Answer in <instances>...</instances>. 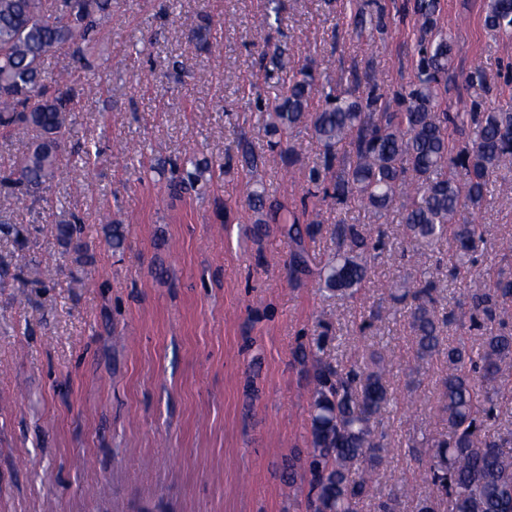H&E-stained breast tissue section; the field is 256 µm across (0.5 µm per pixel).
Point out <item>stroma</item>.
<instances>
[{
  "label": "stroma",
  "instance_id": "stroma-1",
  "mask_svg": "<svg viewBox=\"0 0 512 512\" xmlns=\"http://www.w3.org/2000/svg\"><path fill=\"white\" fill-rule=\"evenodd\" d=\"M384 8L385 34L357 33V0H281L279 24H253L264 0H112L100 28V95L82 99L73 139L98 151L89 175L66 167L30 206L0 188V512H305V484L282 479L288 456L308 446L306 377L294 351L333 334L325 358L343 367L390 359V402L379 487L423 486V438L445 428L438 410L443 354L417 367L408 320L392 299L407 273L439 282L441 307L458 308L466 281L449 280L435 258L404 255L399 209L381 219V259L358 300L289 283L288 240L278 225L254 239L245 175L215 173L202 194L170 197L168 162L193 155L220 163L239 134L269 153L262 173L272 197L300 208L321 146L310 128L289 137L295 161L269 152V137L245 84L261 51L322 61L353 96L374 75L385 96L413 77L414 0H367ZM488 0H439V24L454 47L452 111L494 106L512 112V34L483 23ZM210 45L187 40L202 15ZM221 51H213L212 43ZM481 72L484 83L470 82ZM84 219L91 259L45 227ZM122 220L125 248L105 242L104 216ZM486 243L480 266L512 275V173L498 175L489 206L472 214ZM50 269L47 287L13 275ZM388 317L373 334L361 313Z\"/></svg>",
  "mask_w": 512,
  "mask_h": 512
}]
</instances>
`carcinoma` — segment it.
Wrapping results in <instances>:
<instances>
[{
    "label": "carcinoma",
    "instance_id": "1",
    "mask_svg": "<svg viewBox=\"0 0 512 512\" xmlns=\"http://www.w3.org/2000/svg\"><path fill=\"white\" fill-rule=\"evenodd\" d=\"M112 0H0V131L25 126L36 132L31 148L0 183L25 190L47 186L60 170L79 100L100 84L77 83L75 71L99 54L96 32ZM439 0H415L414 14L430 38L418 42L413 79L394 95L397 108L376 94L366 97L339 91L320 81L311 65L298 67L278 48L263 53L269 64L259 68L264 80L292 72L278 95L263 100L260 85H252L256 107L267 134L282 143L301 126H310L323 152L309 175V195L333 199L339 205L357 201L381 217L395 204L404 210L403 242L412 253L432 251L452 243L448 273L470 276L465 310L456 314L438 304L435 281L410 274L397 285V300L409 310L416 359L423 362L440 345L441 328L456 323L482 327L478 346L459 339L448 343V373L441 380L440 409L448 432L426 440L431 451L423 481L429 492L419 498L417 512H512V421L490 431L497 417L500 374L512 367V326L501 316L500 303L512 298V277H496L474 266L473 254L484 243L479 225L463 213L482 209L497 173L512 170V112H450L442 83L453 60L448 36L436 30ZM355 30H387L385 15L357 12ZM484 25L512 31V0H489ZM58 51L69 64L56 73L44 67ZM350 149L338 156L337 147ZM237 165L250 175L247 202L254 214V235L280 225L288 236V275L292 282L312 279L322 290L354 299L368 281L372 227L345 218L334 224L333 248L317 260L307 240L318 231L303 225L287 206L271 198L258 177L266 156L245 137L237 142ZM208 163L189 157L173 167L168 188L200 191L209 178ZM79 218L50 225L63 246L83 232ZM114 251L123 248L120 224L105 228ZM325 337L300 343L296 360L307 368L310 386V448L300 462L284 468L288 484H307L306 512H358L361 500L377 492L379 512H396L405 485L385 491L375 488L381 464L383 414L389 404L381 354L364 368H341L323 359Z\"/></svg>",
    "mask_w": 512,
    "mask_h": 512
}]
</instances>
